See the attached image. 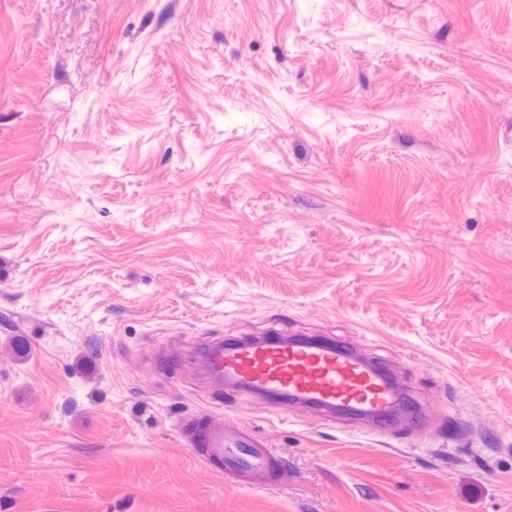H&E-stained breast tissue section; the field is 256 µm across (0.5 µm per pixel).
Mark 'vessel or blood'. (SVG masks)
Returning <instances> with one entry per match:
<instances>
[{"label": "vessel or blood", "instance_id": "vessel-or-blood-1", "mask_svg": "<svg viewBox=\"0 0 512 512\" xmlns=\"http://www.w3.org/2000/svg\"><path fill=\"white\" fill-rule=\"evenodd\" d=\"M199 369L209 380L249 397L288 396L300 405L332 414L383 413L393 401L386 370L371 371L359 356L329 341L259 338L198 348ZM178 431L185 447L215 472L271 481L280 469L275 455L255 439L203 413L184 419Z\"/></svg>", "mask_w": 512, "mask_h": 512}]
</instances>
